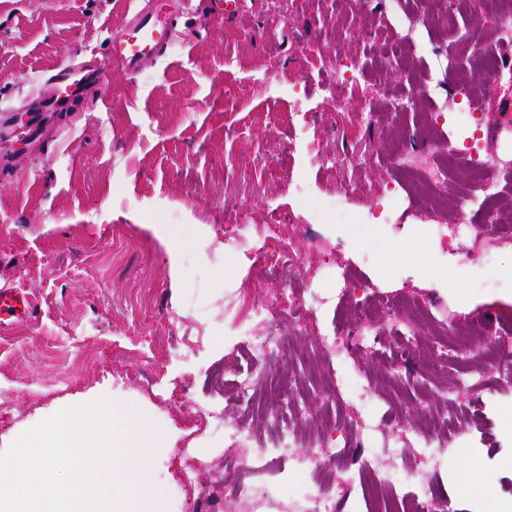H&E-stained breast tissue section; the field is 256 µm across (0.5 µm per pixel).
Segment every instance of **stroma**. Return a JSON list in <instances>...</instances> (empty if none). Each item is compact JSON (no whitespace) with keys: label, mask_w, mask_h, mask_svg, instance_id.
<instances>
[{"label":"stroma","mask_w":512,"mask_h":512,"mask_svg":"<svg viewBox=\"0 0 512 512\" xmlns=\"http://www.w3.org/2000/svg\"><path fill=\"white\" fill-rule=\"evenodd\" d=\"M135 7L0 0V108L29 111L50 74L87 53L108 66L107 43ZM438 10L437 0H243L227 23L211 16L209 0H183L168 48L137 75L113 73L107 99L91 92L37 131L9 130L0 142V286L29 293L37 309L0 333V452L58 411L107 398L163 433L151 488L159 512H173L187 454L220 467L237 448L236 428L259 422L241 410L210 434L195 415L220 401L214 379L237 355L246 278L279 317L285 343L267 365L273 374L322 333L345 338L355 316L344 307L294 317L306 287H334L340 273L371 284L375 298L429 295L458 333L479 316L490 328L512 326V251L468 261L434 238L432 225L460 214L430 210L392 164L401 144H470L458 85L467 59L447 72L425 59L432 47L493 43V16L486 0H467L453 27L432 23L398 46L397 16ZM408 75L431 95L405 110ZM342 99L348 107L335 109ZM485 112L494 144L512 150V77L499 78ZM237 224L280 225L303 276L255 279L250 260L224 246ZM311 232L333 242L332 255L309 250ZM418 241L427 281L396 255ZM379 326L377 350L348 361L349 382L312 394L336 420L332 435L347 441L351 412L369 407L394 448L387 462L402 470L418 463L403 439L426 405L478 415L483 425L430 464L431 479L448 512H512V388L481 405L452 379L447 398L425 402L428 350L401 363L392 316ZM187 335L201 336L202 359L168 355L166 344ZM33 381L42 398L26 394ZM465 455L482 476L472 495L453 486Z\"/></svg>","instance_id":"stroma-1"}]
</instances>
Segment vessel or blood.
<instances>
[{
    "label": "vessel or blood",
    "instance_id": "obj_1",
    "mask_svg": "<svg viewBox=\"0 0 512 512\" xmlns=\"http://www.w3.org/2000/svg\"><path fill=\"white\" fill-rule=\"evenodd\" d=\"M176 15L175 0H156L155 4L137 12L127 30L111 40L112 69L128 76L134 75L144 60L166 49L169 44L168 33ZM108 72L92 68L87 61L62 67L46 83V107H54L77 94L91 77L95 78L103 95H110ZM32 312V301L25 292L7 286L0 287V331Z\"/></svg>",
    "mask_w": 512,
    "mask_h": 512
}]
</instances>
